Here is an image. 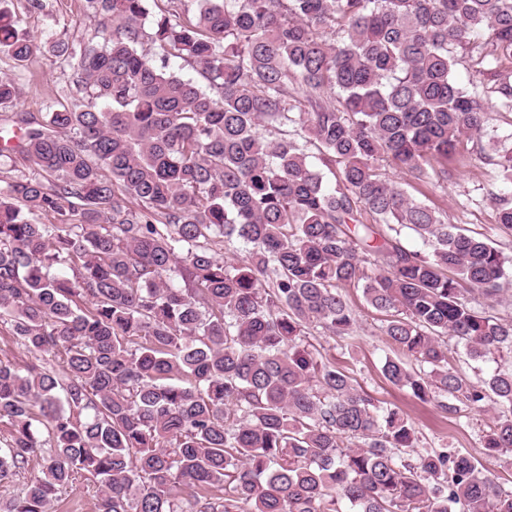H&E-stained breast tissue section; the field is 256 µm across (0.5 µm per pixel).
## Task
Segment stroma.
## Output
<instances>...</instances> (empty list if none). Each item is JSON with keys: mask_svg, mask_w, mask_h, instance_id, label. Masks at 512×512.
Instances as JSON below:
<instances>
[{"mask_svg": "<svg viewBox=\"0 0 512 512\" xmlns=\"http://www.w3.org/2000/svg\"><path fill=\"white\" fill-rule=\"evenodd\" d=\"M5 5L22 18L30 34L44 43L67 39L88 41L97 33V22L86 0H6ZM4 73L15 77L22 90L20 99L11 106L12 111L38 112L46 101L70 99L69 78L51 54L38 56L19 67L0 53V75ZM447 167L450 178L442 186L432 173L421 180L392 168L386 169L385 174L414 199L442 210L446 222L489 238L506 257L512 258V229L497 224L488 196L498 182L499 169L495 162L484 159L480 142L471 141L461 155L449 158ZM347 298L360 319L354 345L345 346L340 339L315 330L306 338L311 350L335 361L337 367L353 378L355 387L376 403L404 411L414 423L421 447L448 446L485 459L501 483L511 485L512 456L490 459L484 456L481 440L492 423L491 413L454 398L441 408L436 402L419 401L391 385L382 374V365L386 357L396 356L397 350L382 334V314L366 304L359 289H348Z\"/></svg>", "mask_w": 512, "mask_h": 512, "instance_id": "35a3bbf8", "label": "stroma"}]
</instances>
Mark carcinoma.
I'll return each instance as SVG.
<instances>
[{"mask_svg":"<svg viewBox=\"0 0 512 512\" xmlns=\"http://www.w3.org/2000/svg\"><path fill=\"white\" fill-rule=\"evenodd\" d=\"M87 4L101 44L48 46L0 9V52H49L73 84L0 114L25 160L0 151V326L32 356L0 358V483L41 460L4 512H51L86 476L96 512H512L478 459L418 449L399 409L300 348L314 328L354 341L361 288L428 367L388 357V382L492 410L483 446L512 455V364L473 380L444 344L512 352L492 312L512 260L380 173L419 180L512 112V0ZM458 49L482 91L455 81ZM19 96L1 76L0 106ZM486 158L511 229L512 141Z\"/></svg>","mask_w":512,"mask_h":512,"instance_id":"obj_1","label":"carcinoma"}]
</instances>
